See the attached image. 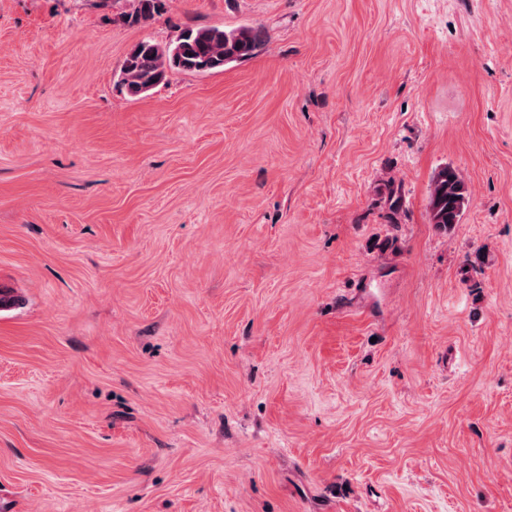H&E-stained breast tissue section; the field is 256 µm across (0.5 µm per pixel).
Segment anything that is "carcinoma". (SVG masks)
<instances>
[{
  "label": "carcinoma",
  "mask_w": 512,
  "mask_h": 512,
  "mask_svg": "<svg viewBox=\"0 0 512 512\" xmlns=\"http://www.w3.org/2000/svg\"><path fill=\"white\" fill-rule=\"evenodd\" d=\"M161 0H134L128 18L134 22L152 19ZM261 28L244 25L230 30L193 28L182 30L176 41L161 45L150 38L135 43L120 69L118 86L131 98H142L146 91L166 83L174 72L208 73L251 58L261 46ZM469 203L464 180L451 167L433 177L430 191L431 223L450 230L460 222Z\"/></svg>",
  "instance_id": "carcinoma-1"
}]
</instances>
